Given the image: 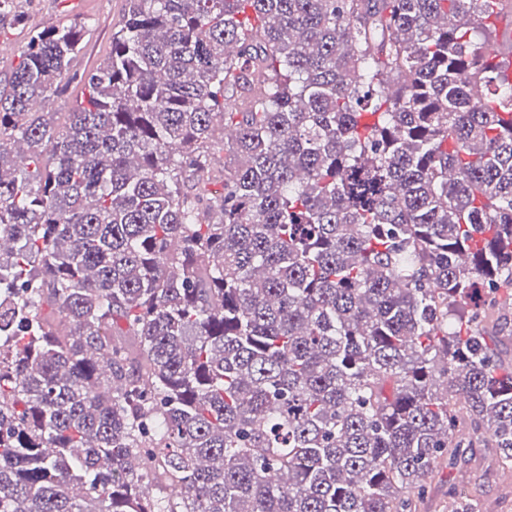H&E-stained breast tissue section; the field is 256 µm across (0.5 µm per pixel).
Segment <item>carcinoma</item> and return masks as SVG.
Returning <instances> with one entry per match:
<instances>
[{
    "instance_id": "carcinoma-1",
    "label": "carcinoma",
    "mask_w": 512,
    "mask_h": 512,
    "mask_svg": "<svg viewBox=\"0 0 512 512\" xmlns=\"http://www.w3.org/2000/svg\"><path fill=\"white\" fill-rule=\"evenodd\" d=\"M508 4L127 0L64 126L87 25L34 34L0 512H417L477 443L512 469ZM496 46L504 59H512V22L509 15L496 22Z\"/></svg>"
}]
</instances>
